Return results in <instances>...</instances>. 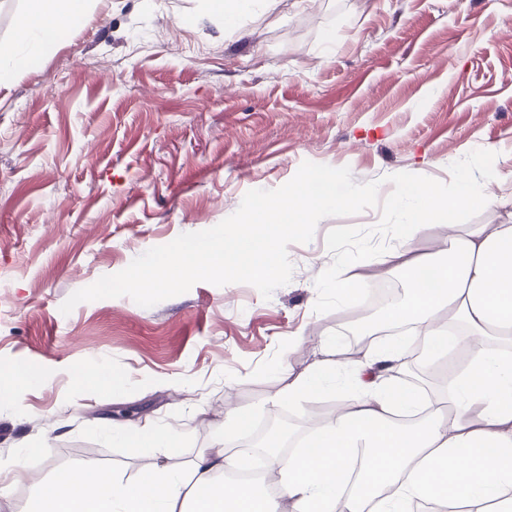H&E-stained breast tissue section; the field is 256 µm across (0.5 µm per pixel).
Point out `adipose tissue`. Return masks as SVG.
<instances>
[{
	"instance_id": "adipose-tissue-1",
	"label": "adipose tissue",
	"mask_w": 512,
	"mask_h": 512,
	"mask_svg": "<svg viewBox=\"0 0 512 512\" xmlns=\"http://www.w3.org/2000/svg\"><path fill=\"white\" fill-rule=\"evenodd\" d=\"M92 0H26L16 18L20 48L12 68L0 71V89L14 73L28 70L43 51L60 43L86 20ZM487 201L473 183L460 180L452 192L433 184L403 180L394 197L403 211L398 235L448 225V244L439 253L409 248L388 253L385 264L411 273L408 301L392 310L386 325H404L420 346L423 365L465 352L455 369L447 406L433 408L411 425L396 424L418 412L422 393L402 383L408 356L402 338L348 363L333 358V341L310 374L299 375L277 392L291 402L309 397L342 376L351 397L334 424L309 434L303 448L283 455L276 438L266 442L267 467L277 478L268 494L218 482L224 470L249 457L239 439L249 414H224V445L200 452L190 475L145 466L132 483L104 475L86 463L79 478L57 475L29 512H413L419 502L460 501L471 512H512V358L499 340L512 338V224L452 223L454 213ZM363 460H356V453ZM362 462L368 489L349 481Z\"/></svg>"
}]
</instances>
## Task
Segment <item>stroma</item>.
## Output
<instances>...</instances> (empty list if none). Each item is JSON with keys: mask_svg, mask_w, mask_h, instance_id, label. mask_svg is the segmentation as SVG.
I'll use <instances>...</instances> for the list:
<instances>
[{"mask_svg": "<svg viewBox=\"0 0 512 512\" xmlns=\"http://www.w3.org/2000/svg\"><path fill=\"white\" fill-rule=\"evenodd\" d=\"M294 2L228 31L204 0H96L0 92V370L40 378L0 402L7 512L87 462L129 483L148 460L187 470L223 440L228 405L305 433L335 419L346 391L274 396L321 358L322 337L344 344L365 315L315 313V279L333 260L328 231L371 228L379 209L324 218L289 245L292 278L268 299L199 282L151 307L123 296L60 311L148 249L216 226L247 191L310 161L378 182L383 199L389 175L446 182L486 149L493 202L455 220L512 224V0ZM93 361L121 388L84 383ZM128 424L169 427L178 446L144 459L108 432Z\"/></svg>", "mask_w": 512, "mask_h": 512, "instance_id": "1", "label": "stroma"}]
</instances>
